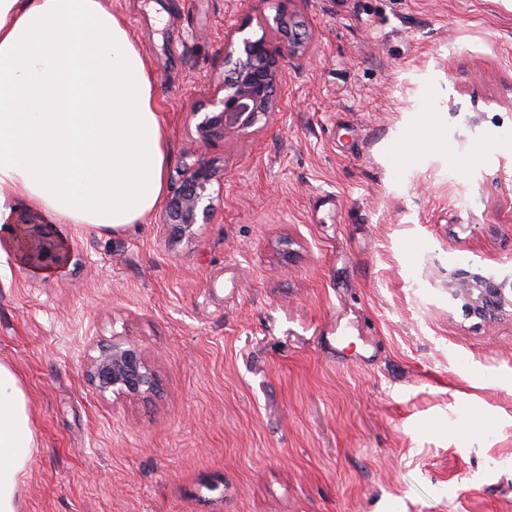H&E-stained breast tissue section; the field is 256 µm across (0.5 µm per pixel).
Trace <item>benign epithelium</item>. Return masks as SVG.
<instances>
[{
    "label": "benign epithelium",
    "instance_id": "1",
    "mask_svg": "<svg viewBox=\"0 0 512 512\" xmlns=\"http://www.w3.org/2000/svg\"><path fill=\"white\" fill-rule=\"evenodd\" d=\"M244 28L232 31L224 46V77L208 99L193 110L197 133L205 146H211L252 127L258 120L278 111L276 88L281 82L283 52L297 55L302 43L289 39L276 45L266 37L243 35ZM215 170L200 158L185 165L180 183L169 194L164 206L165 223L182 237L195 234L194 226L205 224L214 210L210 186ZM20 244L36 265L53 264L59 259L56 244L42 235L40 225L27 219ZM448 293L462 300L464 316L483 324L497 320L512 307V276L502 279L464 268L448 272ZM90 379L101 392L141 396L157 387L155 374L140 349L134 345H114L101 351L93 361Z\"/></svg>",
    "mask_w": 512,
    "mask_h": 512
}]
</instances>
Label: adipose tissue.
Masks as SVG:
<instances>
[{"instance_id":"obj_1","label":"adipose tissue","mask_w":512,"mask_h":512,"mask_svg":"<svg viewBox=\"0 0 512 512\" xmlns=\"http://www.w3.org/2000/svg\"><path fill=\"white\" fill-rule=\"evenodd\" d=\"M166 132L149 58L102 0H0V261L14 202L103 234L164 194ZM36 447L29 398L0 362V512H20Z\"/></svg>"}]
</instances>
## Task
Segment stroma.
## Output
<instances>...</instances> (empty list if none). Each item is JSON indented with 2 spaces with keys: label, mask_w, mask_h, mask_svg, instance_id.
Returning <instances> with one entry per match:
<instances>
[{
  "label": "stroma",
  "mask_w": 512,
  "mask_h": 512,
  "mask_svg": "<svg viewBox=\"0 0 512 512\" xmlns=\"http://www.w3.org/2000/svg\"><path fill=\"white\" fill-rule=\"evenodd\" d=\"M149 56L166 186L224 41L284 12L278 110L204 153L214 211L111 235L30 218L57 272L0 271V361L30 399L22 512H512V309L465 319L456 267L512 272V0H103ZM445 142L404 153L424 110ZM160 381L100 392L101 347Z\"/></svg>",
  "instance_id": "stroma-1"
}]
</instances>
